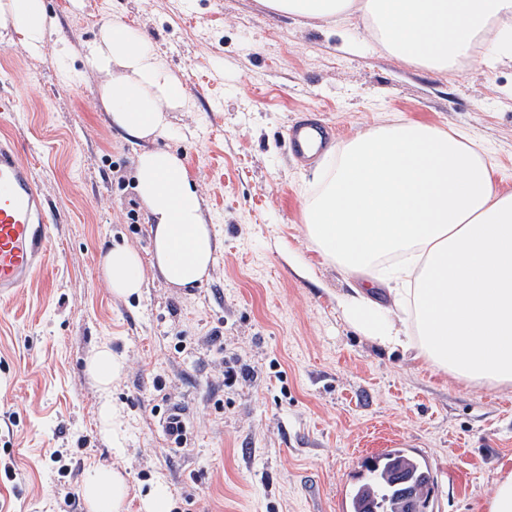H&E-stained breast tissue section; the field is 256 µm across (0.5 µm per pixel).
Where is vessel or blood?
Wrapping results in <instances>:
<instances>
[{
    "label": "vessel or blood",
    "mask_w": 512,
    "mask_h": 512,
    "mask_svg": "<svg viewBox=\"0 0 512 512\" xmlns=\"http://www.w3.org/2000/svg\"><path fill=\"white\" fill-rule=\"evenodd\" d=\"M328 127L308 120L288 128L291 150L306 161L325 148ZM50 222L44 196L15 140L0 141V297L15 294L41 266Z\"/></svg>",
    "instance_id": "obj_1"
}]
</instances>
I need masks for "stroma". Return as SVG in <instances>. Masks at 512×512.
<instances>
[{"instance_id": "35a3bbf8", "label": "stroma", "mask_w": 512, "mask_h": 512, "mask_svg": "<svg viewBox=\"0 0 512 512\" xmlns=\"http://www.w3.org/2000/svg\"><path fill=\"white\" fill-rule=\"evenodd\" d=\"M44 3L55 25L40 51L0 30V95L16 104L0 138L21 143L53 219L42 266L0 297V512H88L84 483L112 469L124 512H146L156 487L172 512H342L363 460L402 446L432 466L434 512H485L512 468V388L464 385L345 321L336 296L350 280L305 236L315 166L287 130L301 117L334 124L339 141L397 120L464 130L512 190V60L438 74L389 55L358 18L330 29L258 0ZM110 20L142 30L182 81L157 144L187 164L216 236L197 288L153 267L141 146L112 127L102 79L83 67ZM115 242L141 258L139 294L113 295L102 275ZM104 344L124 360L117 444L87 371ZM229 366L248 372L231 388ZM171 401L186 423L177 451L163 432Z\"/></svg>"}]
</instances>
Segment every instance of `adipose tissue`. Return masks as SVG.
Listing matches in <instances>:
<instances>
[{
  "label": "adipose tissue",
  "instance_id": "1",
  "mask_svg": "<svg viewBox=\"0 0 512 512\" xmlns=\"http://www.w3.org/2000/svg\"><path fill=\"white\" fill-rule=\"evenodd\" d=\"M321 23L361 19L389 54L447 72L477 46L512 59V0H260ZM0 29L38 52L52 30L44 0H0ZM103 76L99 98L133 141L157 139L183 98L180 78L146 35L104 22L83 51ZM135 189L152 224L153 265L193 288L215 261V234L180 157L136 159ZM306 236L354 278L336 304L359 333L468 385L512 387V193L466 134L419 121L382 123L333 148L302 206ZM114 294L143 286L141 259L115 245L102 257ZM90 512H122L125 480L101 470L83 486Z\"/></svg>",
  "mask_w": 512,
  "mask_h": 512
}]
</instances>
